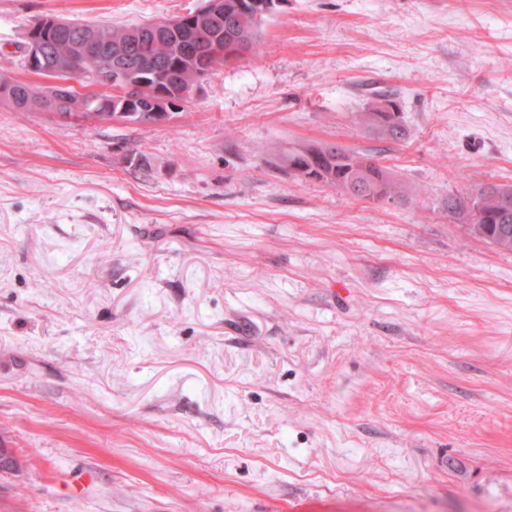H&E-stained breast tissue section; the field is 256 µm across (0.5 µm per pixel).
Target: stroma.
<instances>
[{
    "instance_id": "obj_1",
    "label": "stroma",
    "mask_w": 512,
    "mask_h": 512,
    "mask_svg": "<svg viewBox=\"0 0 512 512\" xmlns=\"http://www.w3.org/2000/svg\"><path fill=\"white\" fill-rule=\"evenodd\" d=\"M202 4L0 0V72L45 84L36 18ZM301 142L405 196L271 166ZM486 183L512 0H280L159 124L0 105V512H512V250L446 208ZM386 106L394 107L395 111L386 110ZM391 112H397L396 116H392ZM399 108L391 96L385 97L380 103H376L373 108H369L365 112L366 122L369 128L381 138L390 140H400L406 134V129L399 120ZM275 165L313 167L311 180L320 181L349 196L379 201L401 192L393 174L368 154L348 150L337 144L301 143L278 154Z\"/></svg>"
}]
</instances>
